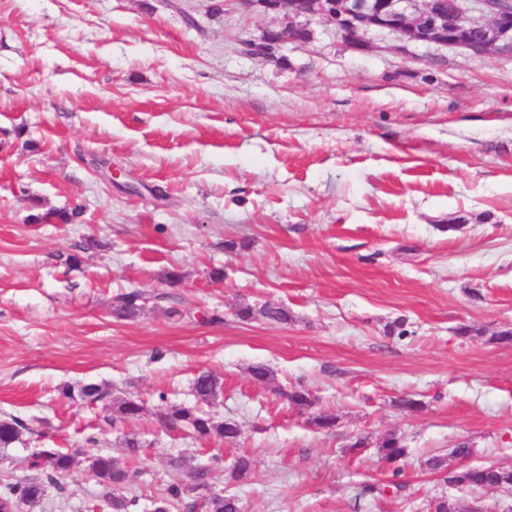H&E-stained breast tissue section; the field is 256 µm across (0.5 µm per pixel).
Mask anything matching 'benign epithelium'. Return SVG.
<instances>
[{
    "label": "benign epithelium",
    "instance_id": "1",
    "mask_svg": "<svg viewBox=\"0 0 512 512\" xmlns=\"http://www.w3.org/2000/svg\"><path fill=\"white\" fill-rule=\"evenodd\" d=\"M248 12L282 19L279 44L296 41L299 22L331 26L349 48L365 51L367 36L382 31L399 42L461 49L494 58L512 55V0H236ZM310 30V27L303 28Z\"/></svg>",
    "mask_w": 512,
    "mask_h": 512
}]
</instances>
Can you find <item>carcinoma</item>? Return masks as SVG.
Wrapping results in <instances>:
<instances>
[{"label": "carcinoma", "instance_id": "carcinoma-1", "mask_svg": "<svg viewBox=\"0 0 512 512\" xmlns=\"http://www.w3.org/2000/svg\"><path fill=\"white\" fill-rule=\"evenodd\" d=\"M82 214V208L74 207L70 211H48L30 215L34 224L48 223L55 219L61 224H70ZM148 297L138 291L121 292L112 299V315L118 319H134L145 308ZM274 323H286L290 319L288 310L280 306H265L255 312L246 307L239 311V316L249 319L255 314ZM220 389L219 379L211 372L203 371L193 382V391L198 405H173L157 413L159 424L170 432H182L190 437L202 440L214 434L232 443L240 435L236 421H214L212 414L203 409L202 404L216 396ZM80 399L89 403L101 401L111 402V422L117 421L125 425H134L144 414V406L138 400H114L111 393L97 384H87L78 390ZM25 425L16 417L0 419V446L6 447L19 439ZM126 454L136 459L143 452V446L138 433L130 430L124 433L122 441ZM382 459L391 470V485L400 490L403 488L399 477L403 474L407 448L399 440L391 437L379 445ZM54 461L48 468L41 467L37 456L31 455L28 468L34 474L22 480L0 481V502L25 500L33 498L32 505L41 503L51 487H61L59 478L65 475L73 465V456L59 448L53 450ZM88 469L96 483L102 487L103 496L107 499L110 512H137L139 496H126L120 490L127 483L128 472L117 466L112 456L97 452L88 456ZM169 480L162 489L159 499L164 501L166 512H195L201 508L203 512H239L237 499L232 495L209 494L200 499L195 497V491L210 488L211 473L221 468L220 458L212 457V464L204 467L188 469L180 456L168 460ZM448 481L461 490H476L480 488H512V468L460 466L448 472Z\"/></svg>", "mask_w": 512, "mask_h": 512}]
</instances>
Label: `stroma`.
Here are the masks:
<instances>
[{
  "label": "stroma",
  "mask_w": 512,
  "mask_h": 512,
  "mask_svg": "<svg viewBox=\"0 0 512 512\" xmlns=\"http://www.w3.org/2000/svg\"><path fill=\"white\" fill-rule=\"evenodd\" d=\"M214 2L0 0V419L26 425L0 447V479L27 475L35 449L68 450L71 470L33 512H87L101 503L97 447L149 512L169 456L217 454L212 486L241 512H430L455 494L512 512V492L460 494L427 467L459 442L470 464L512 467V340L498 337L512 331V58L386 35L353 51L319 19L313 42L254 56L245 42L277 20ZM34 200L82 215L33 224ZM89 237L97 248L68 266ZM123 290L149 298L131 320L111 313ZM267 305L290 321L238 315ZM204 370L223 383L207 408L238 422L235 443L157 422L164 404L195 403ZM89 383L143 403L140 460L110 408L62 393ZM293 388L312 405L291 406ZM407 395L419 412L397 406ZM324 409L329 431L311 424ZM392 435L403 488L361 497L390 480L378 446ZM357 436L369 446L349 454ZM243 453L252 472L231 480Z\"/></svg>",
  "instance_id": "35a3bbf8"
}]
</instances>
